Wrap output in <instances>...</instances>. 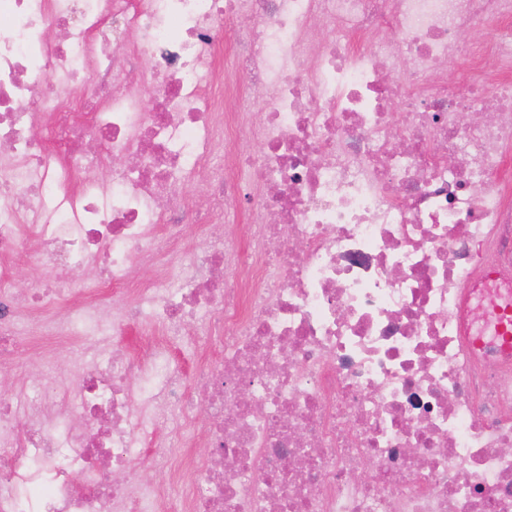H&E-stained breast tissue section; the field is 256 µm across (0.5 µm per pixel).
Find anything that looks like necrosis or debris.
Returning a JSON list of instances; mask_svg holds the SVG:
<instances>
[{
	"instance_id": "1",
	"label": "necrosis or debris",
	"mask_w": 512,
	"mask_h": 512,
	"mask_svg": "<svg viewBox=\"0 0 512 512\" xmlns=\"http://www.w3.org/2000/svg\"><path fill=\"white\" fill-rule=\"evenodd\" d=\"M106 154L131 162L83 181ZM186 213L246 236L185 250ZM19 261L94 285L21 295ZM487 268L512 274V0H0V366L99 339L73 408L0 399V512H512ZM135 320L164 331L140 357ZM181 345L222 355L188 374ZM148 442L154 485L124 476Z\"/></svg>"
}]
</instances>
